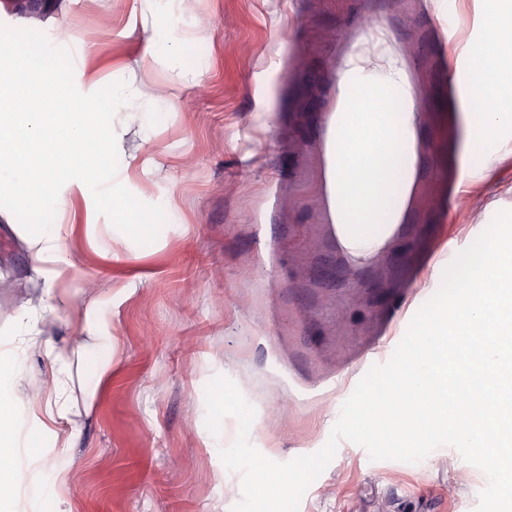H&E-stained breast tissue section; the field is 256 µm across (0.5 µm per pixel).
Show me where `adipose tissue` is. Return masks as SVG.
Wrapping results in <instances>:
<instances>
[{"instance_id":"ef3b65f1","label":"adipose tissue","mask_w":512,"mask_h":512,"mask_svg":"<svg viewBox=\"0 0 512 512\" xmlns=\"http://www.w3.org/2000/svg\"><path fill=\"white\" fill-rule=\"evenodd\" d=\"M487 26L493 37L480 48L471 73L477 96L496 101L491 112L466 107L465 149L484 150L502 139L512 120V93L504 92L496 72L507 42L502 29L512 23V0H487ZM366 49L345 62L340 92L326 136L325 192L333 233L347 261L362 266L374 261L391 243L404 220L416 174L420 116L413 93L396 58L377 33ZM15 366L0 353V512H11L8 478L15 448L14 405L8 391Z\"/></svg>"}]
</instances>
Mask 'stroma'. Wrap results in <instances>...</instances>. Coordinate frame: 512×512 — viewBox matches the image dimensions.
Returning <instances> with one entry per match:
<instances>
[{
  "instance_id": "obj_1",
  "label": "stroma",
  "mask_w": 512,
  "mask_h": 512,
  "mask_svg": "<svg viewBox=\"0 0 512 512\" xmlns=\"http://www.w3.org/2000/svg\"><path fill=\"white\" fill-rule=\"evenodd\" d=\"M37 23L0 0V24L73 57L76 87L125 82L116 180L167 216L141 245L61 189L73 267L44 302L32 236L0 208V348L38 454L20 451L16 512H232L240 476L205 426L204 390L231 379L255 409L249 440L285 462L328 441L343 403L387 362L442 278L512 211V126L464 153L452 73L485 28L486 0H58ZM388 35L421 116L404 224L371 264L346 261L324 187L327 121L367 19ZM68 345L67 418L47 423V344ZM488 478L451 446L373 461L340 441L299 512H474Z\"/></svg>"
}]
</instances>
